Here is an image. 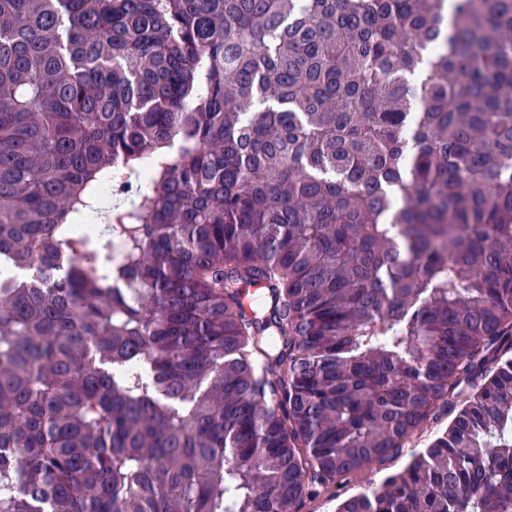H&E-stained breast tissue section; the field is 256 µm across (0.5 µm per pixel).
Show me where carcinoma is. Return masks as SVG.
Returning <instances> with one entry per match:
<instances>
[{
	"mask_svg": "<svg viewBox=\"0 0 512 512\" xmlns=\"http://www.w3.org/2000/svg\"><path fill=\"white\" fill-rule=\"evenodd\" d=\"M445 3L0 0V512H512V0Z\"/></svg>",
	"mask_w": 512,
	"mask_h": 512,
	"instance_id": "cac0c4a2",
	"label": "carcinoma"
}]
</instances>
